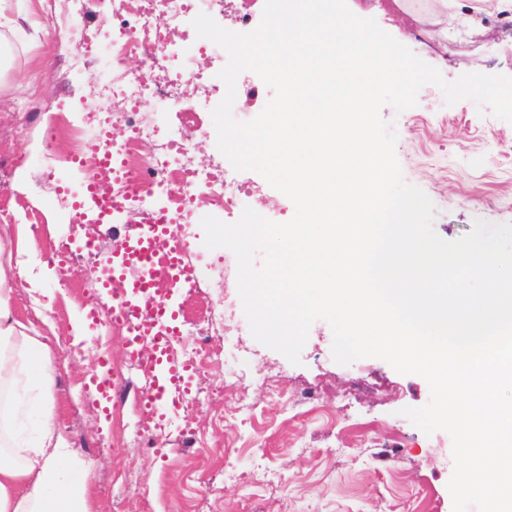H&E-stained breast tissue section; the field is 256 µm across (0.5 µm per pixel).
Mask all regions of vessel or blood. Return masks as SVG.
Masks as SVG:
<instances>
[{"mask_svg":"<svg viewBox=\"0 0 512 512\" xmlns=\"http://www.w3.org/2000/svg\"><path fill=\"white\" fill-rule=\"evenodd\" d=\"M126 238L127 248L113 257L112 276L101 282L86 318L96 322L98 308L106 305L113 322L125 326L127 355L148 376L138 400L139 418L161 429L176 416L197 374L192 365L171 355L172 341L181 331L179 314L172 296L152 294L151 272L155 259H162L180 287L192 283L196 273L184 258L172 219L131 227Z\"/></svg>","mask_w":512,"mask_h":512,"instance_id":"vessel-or-blood-1","label":"vessel or blood"}]
</instances>
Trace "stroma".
<instances>
[{
	"label": "stroma",
	"mask_w": 512,
	"mask_h": 512,
	"mask_svg": "<svg viewBox=\"0 0 512 512\" xmlns=\"http://www.w3.org/2000/svg\"><path fill=\"white\" fill-rule=\"evenodd\" d=\"M375 4L348 0L356 15L375 19L446 80L473 72L512 76V26L501 20L503 11L512 12V0H396L380 10ZM77 8L89 32L111 23L96 0H0V205L14 216L13 223H0V282L9 290L11 321L46 343L57 367L44 407L95 473L92 512H453L450 435H425L402 413L429 402L427 381L380 358L336 363L332 330L323 321L311 326L296 365L257 342L244 313L224 316L225 251L207 249L197 223L184 242L196 285L181 289L176 307L198 317L205 336L201 356L223 355L225 332L238 334V366L250 385L254 415L244 421L224 414V373L205 365L182 401L176 427L142 436L135 397L146 377L126 355L124 330L103 313L96 329L74 325L87 310L78 291L93 283V257L71 259L63 274L42 259L64 241L79 247L85 235L73 209L60 205L75 174L61 182L48 176L70 143L64 137L46 142L47 124L59 112L81 121L107 103L100 86L106 47L91 55L58 50ZM49 12L57 28L43 24ZM227 61L222 49L197 59L211 88L189 147L197 167L218 174L230 162L217 147L210 110L224 97L219 73ZM273 95L259 76L241 73L234 120L254 119ZM381 116L397 134L405 181L433 203L440 237L457 239L478 221L512 223V204H502L512 201V123L479 114L469 100L446 105L433 85L420 89L416 106L400 113L386 106ZM241 177L255 187L245 206L286 222L291 200L257 172ZM19 260L39 287L17 275ZM103 358L126 385L123 399L108 407L90 383ZM310 390L318 400L306 412L298 401ZM254 462L285 476L275 498L256 485L225 480L228 466Z\"/></svg>",
	"instance_id": "obj_1"
}]
</instances>
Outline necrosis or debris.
<instances>
[{
    "label": "necrosis or debris",
    "mask_w": 512,
    "mask_h": 512,
    "mask_svg": "<svg viewBox=\"0 0 512 512\" xmlns=\"http://www.w3.org/2000/svg\"><path fill=\"white\" fill-rule=\"evenodd\" d=\"M97 2L115 21L102 35L112 53V73L106 78L112 97V114L120 117L124 137L121 142H112L104 133L109 116L100 114L76 126L53 122L46 130V137L53 140L67 136L77 154L92 147L103 156L112 153L120 156V173L100 166L93 173L94 181L111 184L112 196L120 200L122 211L136 213L148 223L159 214H169L177 225L179 237H187L199 205L230 213L251 194L253 187L231 174L216 175L195 167L189 155V146L199 132L195 114L172 93L154 83L149 64L157 58H165L168 76L174 85L187 79L195 81L202 89L208 78L192 68L191 56L175 49L167 32L154 24L153 16L160 10L177 23L187 16L213 11L222 0ZM133 56L144 57L146 69L127 72L123 63ZM146 112H178L182 118L175 127L151 125L142 119ZM147 139L155 140L158 146L157 154L149 160L140 153V144Z\"/></svg>",
    "instance_id": "necrosis-or-debris-1"
}]
</instances>
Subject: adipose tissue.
Returning a JSON list of instances; mask_svg holds the SVG:
<instances>
[{"label": "adipose tissue", "instance_id": "ef3b65f1", "mask_svg": "<svg viewBox=\"0 0 512 512\" xmlns=\"http://www.w3.org/2000/svg\"><path fill=\"white\" fill-rule=\"evenodd\" d=\"M21 346L28 387L47 395L57 372L47 348L29 337L22 338ZM17 419V414L0 411V431L13 434L9 453H0V512H91V468L48 419L33 421L29 437L15 432Z\"/></svg>", "mask_w": 512, "mask_h": 512}]
</instances>
